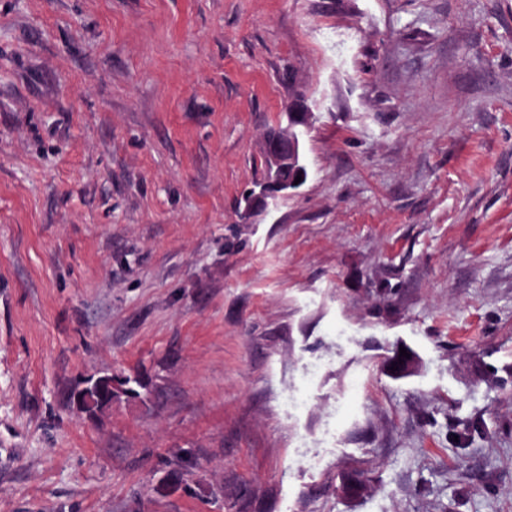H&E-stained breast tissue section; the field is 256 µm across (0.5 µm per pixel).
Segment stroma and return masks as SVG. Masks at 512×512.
Returning a JSON list of instances; mask_svg holds the SVG:
<instances>
[{
	"instance_id": "stroma-1",
	"label": "stroma",
	"mask_w": 512,
	"mask_h": 512,
	"mask_svg": "<svg viewBox=\"0 0 512 512\" xmlns=\"http://www.w3.org/2000/svg\"><path fill=\"white\" fill-rule=\"evenodd\" d=\"M0 512H512V0H0ZM288 109L289 112H292V116L296 121L303 120L305 118V114L311 112L309 116V127L305 128L302 125L295 124L292 121L289 112H285L287 124L284 127L280 126L278 129H271L266 137L267 141L274 140L279 137L287 128L290 136L305 138L318 119L317 113L313 112V109L308 104L306 96L297 94L290 102ZM302 141L297 139H291L288 141V138H286L281 144H277L266 150L268 163L277 170H288L289 166L294 165L295 163L299 164L300 162V172L298 176L302 177L301 182L294 185L295 177L280 181L276 184L274 190L261 186L258 193L253 191L248 197L249 208L261 207L259 209H265L268 205V202L266 203L267 198L292 195L305 183L307 179V164L305 155L303 161L302 151L304 152V149ZM264 172V180L270 186L281 179H287L292 176L291 169L284 172H274L273 170L268 169L265 164ZM404 348L406 349L407 353H410V358L399 357L400 347L397 346L392 350L391 355H388L384 359V368L386 372L394 379H402L408 377L412 374H415L419 369L420 361L416 354L407 347ZM399 360H402V364H399ZM393 364H396L398 370H391Z\"/></svg>"
}]
</instances>
